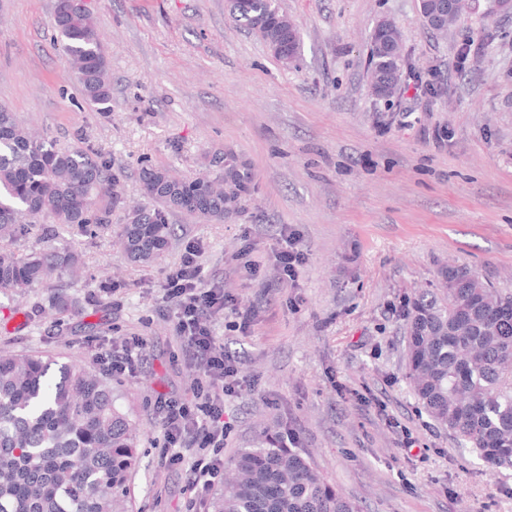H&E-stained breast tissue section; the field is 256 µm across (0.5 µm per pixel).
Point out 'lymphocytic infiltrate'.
I'll return each mask as SVG.
<instances>
[{"mask_svg":"<svg viewBox=\"0 0 512 512\" xmlns=\"http://www.w3.org/2000/svg\"><path fill=\"white\" fill-rule=\"evenodd\" d=\"M197 243L186 246L178 266L170 269L162 285L163 297L173 304L175 329L188 344L201 369L192 402L158 398L154 411L164 430L169 462L187 466L194 512H205L208 497L224 474V398L238 386L233 356L226 353L207 327L205 317L222 311L227 299L218 282H205ZM196 449L186 462L184 449Z\"/></svg>","mask_w":512,"mask_h":512,"instance_id":"lymphocytic-infiltrate-1","label":"lymphocytic infiltrate"}]
</instances>
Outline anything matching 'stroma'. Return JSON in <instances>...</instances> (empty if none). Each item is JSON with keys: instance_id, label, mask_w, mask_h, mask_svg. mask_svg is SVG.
Segmentation results:
<instances>
[{"instance_id": "1", "label": "stroma", "mask_w": 512, "mask_h": 512, "mask_svg": "<svg viewBox=\"0 0 512 512\" xmlns=\"http://www.w3.org/2000/svg\"><path fill=\"white\" fill-rule=\"evenodd\" d=\"M488 2L436 33L419 0H279L302 38L285 69L228 0H87L112 82L102 114L55 39L57 0H0V105L59 148L93 149L123 196L95 234L58 225L15 240L20 255L77 252L83 275L0 296V351L52 352L99 375V352L143 339L138 374L112 379L140 428L131 512L190 506L188 473L168 464L153 405L160 394L190 398L200 375L162 291L193 241L204 277L255 309L244 332L233 308L207 319L240 385L224 400L225 460L267 430L292 429L360 512H512V469L489 470L462 447L406 377L403 304L438 287L442 267L512 292V12ZM383 18L399 27L408 63L388 101L368 81L369 36ZM469 39L480 51L458 65ZM224 148L255 174L238 209L204 223L170 214L165 255L130 263L114 239L126 204L142 199V165L190 180ZM290 232L307 261L285 284L273 254ZM59 294L73 301L68 313L50 305Z\"/></svg>"}]
</instances>
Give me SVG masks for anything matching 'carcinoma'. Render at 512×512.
Instances as JSON below:
<instances>
[{"mask_svg": "<svg viewBox=\"0 0 512 512\" xmlns=\"http://www.w3.org/2000/svg\"><path fill=\"white\" fill-rule=\"evenodd\" d=\"M230 12L255 32L285 67L301 56L298 26L278 0H230ZM52 27L63 42L85 100L108 111L112 84L102 38L79 0H58ZM400 36L388 29L370 36V69L398 67L378 42ZM220 176L183 180L164 166L142 168L150 207H133L118 232L126 257L149 263L167 249L168 214L203 222L224 219V204L251 191L254 175L233 150L209 159ZM119 175L92 149L60 150L37 138L0 106V239H16L36 225L82 228L110 224L119 201ZM74 252L18 256L0 250V295L32 288L54 271L80 264ZM444 287L421 290L405 308L408 379L417 400L486 465L512 468V293L472 269L440 271ZM58 365L59 379L48 375ZM138 428L116 404L112 382L51 354L0 351V512H126L129 477L137 464ZM235 476L211 502L213 512H358L350 497L325 481L308 455L270 436L243 448Z\"/></svg>", "mask_w": 512, "mask_h": 512, "instance_id": "carcinoma-1", "label": "carcinoma"}]
</instances>
